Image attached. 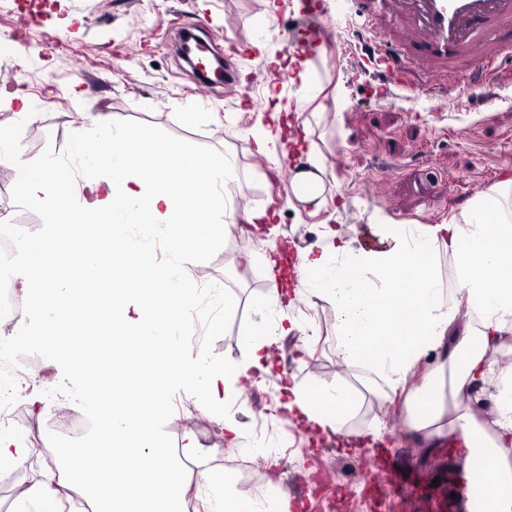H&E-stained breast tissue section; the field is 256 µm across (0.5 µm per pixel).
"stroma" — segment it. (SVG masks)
Masks as SVG:
<instances>
[{"label":"stroma","instance_id":"obj_1","mask_svg":"<svg viewBox=\"0 0 512 512\" xmlns=\"http://www.w3.org/2000/svg\"><path fill=\"white\" fill-rule=\"evenodd\" d=\"M285 0H0V88L47 96L43 109L21 120L16 105L0 99V129L20 127L24 159L34 168L52 163L59 175L78 181L100 140L94 117L108 114L115 129L162 136L174 148L215 159L231 158L236 179L227 189L224 219L230 231L203 257H173L158 232L143 244L156 264L177 277L212 289L213 302L190 308L193 334L207 363L241 359L245 338L256 330L279 337L270 373L239 378L223 408L200 402L184 384L165 380L168 418L155 433L180 448L193 433L206 453L195 470L233 473L255 496L282 492L289 512L311 501L314 512H367L359 493L374 484L382 496L379 512H472L459 479L466 473L455 435L436 447L421 444L411 431L402 395L380 401L363 391L358 375L336 369V310L314 295L299 276V256L320 249L330 227L355 226L367 242L378 219L395 224L450 223L474 198L512 177V88L477 102V89L457 78V90L436 104L427 89L380 99L371 74L357 70L351 48L367 19L353 0H329L335 45L310 44V33ZM214 38L224 55V84L200 83L174 58L171 37L182 31ZM322 86L317 97L303 95L300 72ZM272 133L291 153L288 163L254 152L258 130ZM326 159L321 204L300 201L292 172L310 150ZM13 154L0 152V206L11 217L0 223V240L16 233L43 236L50 226L42 209L22 197ZM273 209L269 244L252 234L246 209ZM273 252L286 289L287 305L257 311L268 290L265 252ZM236 307L225 313L223 300ZM40 324L24 312L11 328L0 326L14 351L31 364L51 366L49 384L60 408L92 415V393L84 376L64 365L39 340ZM295 378L309 385L344 383L360 398L350 426L362 448L316 433L286 413L280 385ZM241 436L230 440L225 414ZM379 440H372L371 430ZM60 457L33 454L18 467L0 465V512H70L69 497L29 500L34 481L58 484Z\"/></svg>","mask_w":512,"mask_h":512}]
</instances>
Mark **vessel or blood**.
<instances>
[{"label": "vessel or blood", "instance_id": "obj_1", "mask_svg": "<svg viewBox=\"0 0 512 512\" xmlns=\"http://www.w3.org/2000/svg\"><path fill=\"white\" fill-rule=\"evenodd\" d=\"M371 45L363 68L388 75L384 98L429 83L447 92L458 65L471 66L472 84L511 85L495 64L512 49V0H363Z\"/></svg>", "mask_w": 512, "mask_h": 512}]
</instances>
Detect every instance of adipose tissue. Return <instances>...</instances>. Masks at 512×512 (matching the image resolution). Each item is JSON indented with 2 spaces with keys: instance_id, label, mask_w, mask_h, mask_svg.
<instances>
[{
  "instance_id": "obj_1",
  "label": "adipose tissue",
  "mask_w": 512,
  "mask_h": 512,
  "mask_svg": "<svg viewBox=\"0 0 512 512\" xmlns=\"http://www.w3.org/2000/svg\"><path fill=\"white\" fill-rule=\"evenodd\" d=\"M105 141L95 162L110 176L85 174L84 213L70 207L67 184L54 168L16 161L21 190L55 226L23 246L20 277L29 306L43 341L60 361L88 370L98 397L93 435L66 455L67 483L85 490L94 512H184L192 485L204 496L205 512H288L286 496L257 498L228 476L203 472L183 480L173 453L152 433L154 421L168 413L163 376H177L202 400L223 406L224 393L251 361L274 355L275 338L255 332L245 342V360L221 368L187 366L194 350L176 349L172 336L199 300L195 284L160 271L136 241L107 232L121 214L135 224L167 225L170 252L206 253L221 233V188L234 181L235 165L174 150L158 136L116 132ZM378 234L381 248L367 249L332 228L327 248L300 259L314 292L336 306L339 356L381 399L406 389L410 427L420 440L434 446L455 432L477 512H512V495L501 491L512 486V364L486 358L512 334V179L452 223H383ZM439 243L462 283L457 303L446 302L433 263L417 260ZM428 357L429 376L409 385L413 365ZM475 388L489 391L490 405L470 398ZM289 391L308 422L346 434L356 408L347 389L296 382ZM489 469L498 474L493 488L482 480Z\"/></svg>"
}]
</instances>
